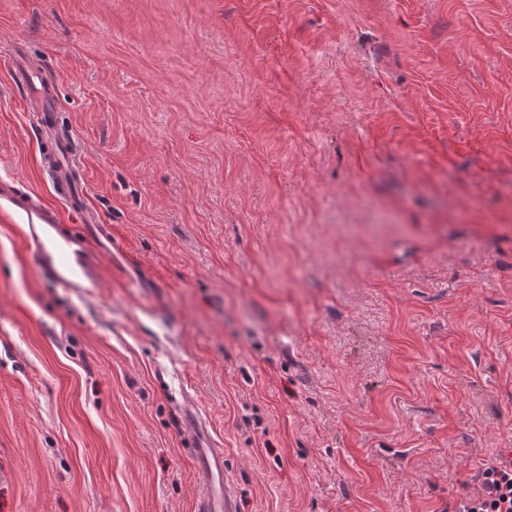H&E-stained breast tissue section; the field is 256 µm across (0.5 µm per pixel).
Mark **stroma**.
Returning a JSON list of instances; mask_svg holds the SVG:
<instances>
[{
    "instance_id": "obj_1",
    "label": "stroma",
    "mask_w": 512,
    "mask_h": 512,
    "mask_svg": "<svg viewBox=\"0 0 512 512\" xmlns=\"http://www.w3.org/2000/svg\"><path fill=\"white\" fill-rule=\"evenodd\" d=\"M32 97L155 285L0 223V512H194L188 403L240 512H458L512 448V0H0L50 201Z\"/></svg>"
}]
</instances>
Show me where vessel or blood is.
Here are the masks:
<instances>
[{"label": "vessel or blood", "instance_id": "b4317fda", "mask_svg": "<svg viewBox=\"0 0 512 512\" xmlns=\"http://www.w3.org/2000/svg\"><path fill=\"white\" fill-rule=\"evenodd\" d=\"M31 110L44 134L42 145L52 162L57 200L47 203L29 191L11 186L1 189L0 221L28 225L33 260L44 281L77 294H92L101 285L102 260L107 257L123 270L129 286L153 287V280L139 270L111 225L99 223L87 207L86 194L76 177L78 166L70 138L56 128L52 113L45 111L42 102H34ZM74 214L81 218L77 231L67 226ZM181 421L202 487L195 512H238L237 498L224 475L223 449L217 447L193 408L183 411Z\"/></svg>", "mask_w": 512, "mask_h": 512}]
</instances>
